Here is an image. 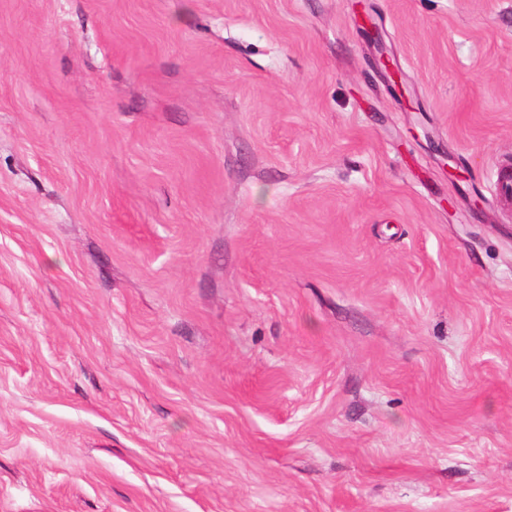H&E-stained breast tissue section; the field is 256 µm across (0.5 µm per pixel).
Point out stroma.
I'll list each match as a JSON object with an SVG mask.
<instances>
[{"mask_svg": "<svg viewBox=\"0 0 512 512\" xmlns=\"http://www.w3.org/2000/svg\"><path fill=\"white\" fill-rule=\"evenodd\" d=\"M508 164L512 0H0V512H512Z\"/></svg>", "mask_w": 512, "mask_h": 512, "instance_id": "obj_1", "label": "stroma"}]
</instances>
